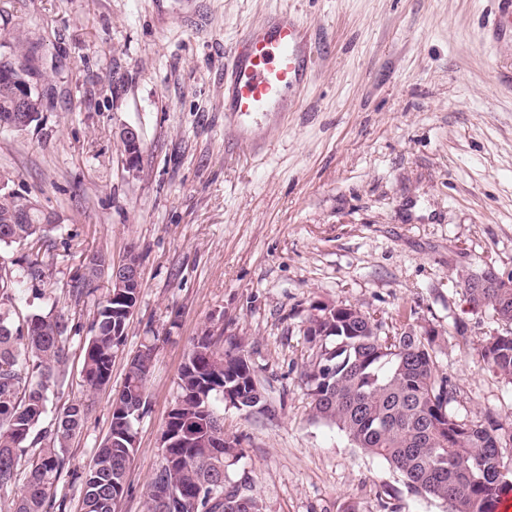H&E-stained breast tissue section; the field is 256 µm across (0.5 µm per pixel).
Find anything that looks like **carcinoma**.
Returning <instances> with one entry per match:
<instances>
[{
  "label": "carcinoma",
  "instance_id": "carcinoma-1",
  "mask_svg": "<svg viewBox=\"0 0 512 512\" xmlns=\"http://www.w3.org/2000/svg\"><path fill=\"white\" fill-rule=\"evenodd\" d=\"M19 38L0 31V124L13 119L16 90L10 60L21 62L27 79L36 75L34 58L17 49ZM24 196L0 189V246L46 243L52 225L37 211L15 223ZM82 270L73 279L80 299L97 288L104 270ZM17 279L0 267V492L12 485L23 457L32 455L27 483L5 512H54L65 509L49 490L65 470V448L80 432L88 405L79 399L46 420L49 395L64 384L70 344L79 326L64 314L30 312L18 306ZM469 303L489 311L508 326L479 347L483 363L512 380V288H493L465 279ZM140 293L132 289L122 302L100 303L83 350L82 383L86 394L107 386L112 358L125 342ZM304 335L317 348L305 366L311 408L316 418L335 425L358 448L383 458L418 493L448 503L449 512H496L502 495L512 491L504 451L512 449V430L493 417L462 422L448 413L456 389L438 373L435 336L413 328L391 336L352 305L315 304ZM159 337L146 336L126 364L124 387L112 403L110 432L88 468L75 475L82 487L81 512H116L133 458L134 423L145 412L147 382ZM259 381L242 343L224 340L206 328L194 338L181 365L176 400L181 410L170 423L176 440L163 448L145 487V512H262L253 480L244 472L224 483L225 455L240 450L224 440V395L241 409L253 410ZM221 445L215 453L214 442Z\"/></svg>",
  "mask_w": 512,
  "mask_h": 512
}]
</instances>
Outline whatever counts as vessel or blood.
Instances as JSON below:
<instances>
[{
    "label": "vessel or blood",
    "instance_id": "vessel-or-blood-1",
    "mask_svg": "<svg viewBox=\"0 0 512 512\" xmlns=\"http://www.w3.org/2000/svg\"><path fill=\"white\" fill-rule=\"evenodd\" d=\"M313 66L306 29L286 9L250 25L224 61V110L242 118L288 111Z\"/></svg>",
    "mask_w": 512,
    "mask_h": 512
}]
</instances>
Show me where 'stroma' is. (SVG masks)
Returning <instances> with one entry per match:
<instances>
[{"label": "stroma", "instance_id": "stroma-1", "mask_svg": "<svg viewBox=\"0 0 512 512\" xmlns=\"http://www.w3.org/2000/svg\"><path fill=\"white\" fill-rule=\"evenodd\" d=\"M289 7L313 37V78L296 111L224 119V54ZM493 0H0L45 102L37 124L0 132V172L54 228L36 306L89 329L108 292L74 298L92 254L140 256L142 289L109 385L89 398L53 495L78 512L84 471L109 433L112 400L146 331L160 337L118 512L143 488L178 371L204 328L242 339L266 409H224L263 512H448L408 490L382 458L313 419L300 373L316 303L360 308L382 333L434 331L436 365L460 420L512 428V381L478 347L504 333L473 311L468 273L512 281V35ZM142 133L135 168L118 141ZM70 346L61 410L79 397L85 337Z\"/></svg>", "mask_w": 512, "mask_h": 512}]
</instances>
